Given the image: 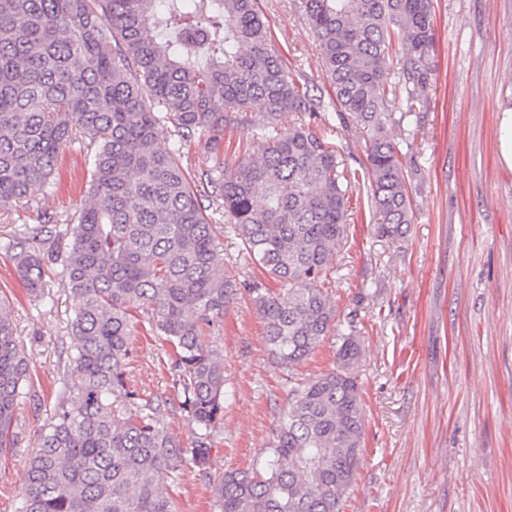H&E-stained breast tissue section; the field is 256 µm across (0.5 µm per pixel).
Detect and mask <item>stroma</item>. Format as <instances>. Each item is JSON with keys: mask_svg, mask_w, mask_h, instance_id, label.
Wrapping results in <instances>:
<instances>
[{"mask_svg": "<svg viewBox=\"0 0 512 512\" xmlns=\"http://www.w3.org/2000/svg\"><path fill=\"white\" fill-rule=\"evenodd\" d=\"M272 43L300 89L329 99L319 45L292 0H259ZM435 89L418 131L392 128L410 174L415 214L402 241L380 237L365 143L327 108L325 130L358 174L344 238L324 286L354 321L366 426L361 464L340 512H512V167L500 155V117L512 109V0H433ZM83 149L60 152L50 188L0 205V235L41 216L64 225L87 195ZM42 294H28L0 253V296L14 307L31 390L15 414V445L0 452V512H17L26 461L57 403L76 342L74 303L48 241ZM233 396L211 435L208 476L178 467L166 485L178 512H213L212 477L258 466L288 399L289 378L334 367L329 336L293 367L275 365L264 322L240 294L215 333ZM165 344L134 325L129 387L157 398L159 419L192 447L195 434L171 388Z\"/></svg>", "mask_w": 512, "mask_h": 512, "instance_id": "obj_1", "label": "stroma"}]
</instances>
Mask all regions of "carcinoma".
<instances>
[{
	"label": "carcinoma",
	"mask_w": 512,
	"mask_h": 512,
	"mask_svg": "<svg viewBox=\"0 0 512 512\" xmlns=\"http://www.w3.org/2000/svg\"><path fill=\"white\" fill-rule=\"evenodd\" d=\"M320 40L337 116L366 140L378 233L404 238L413 201L390 127L426 109L435 86L432 0H295ZM395 62V85L382 81ZM402 112H395V105ZM259 112V118L245 116ZM312 121L284 134L282 114ZM271 44L258 0H0V204L48 187L63 146L86 149L89 190L55 233L77 340L58 402L28 459L18 512H177L164 479L184 463L208 475L210 437L232 392L212 333L240 291L224 267L202 194L279 291L245 289L272 361L293 366L327 336L336 367L288 387V405L251 471L214 483L216 512H340L365 430L355 373L362 356L323 282L347 224L348 169ZM247 124L260 157L224 163V128ZM177 140L157 146L162 126ZM214 164L194 184L182 146ZM44 225L0 238L26 288H42L31 242ZM167 345L173 389L196 434L182 447L152 403L128 387L134 321ZM31 366L0 297V451L30 394Z\"/></svg>",
	"instance_id": "1"
}]
</instances>
